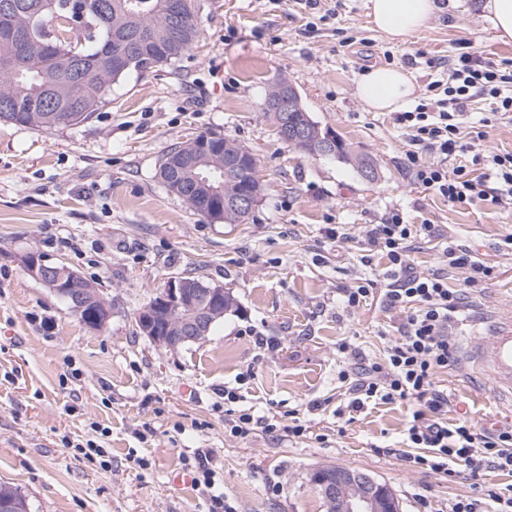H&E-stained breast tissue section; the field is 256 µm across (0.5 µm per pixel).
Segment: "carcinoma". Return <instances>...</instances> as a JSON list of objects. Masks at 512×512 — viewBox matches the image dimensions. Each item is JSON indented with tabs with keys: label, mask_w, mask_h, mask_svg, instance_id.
<instances>
[{
	"label": "carcinoma",
	"mask_w": 512,
	"mask_h": 512,
	"mask_svg": "<svg viewBox=\"0 0 512 512\" xmlns=\"http://www.w3.org/2000/svg\"><path fill=\"white\" fill-rule=\"evenodd\" d=\"M11 18L16 30L24 31L34 12H40L43 24L56 22L49 36L30 42L24 53L14 43L0 39V122L23 127L50 130L80 126L89 122L110 101L113 87L133 74L150 69L172 66L198 41L200 0H178L182 23L169 24L171 0H102L105 14L97 17L85 11L86 0H55L51 9L45 0H14ZM147 33L155 42L169 49L164 60L148 52L125 69H114L100 58L101 49L112 44L114 33ZM276 86L265 98L266 112L274 125L300 115L291 112L288 118L273 110ZM210 151L224 160V153L238 154L245 147L221 134L208 139ZM338 161L361 165L365 157L352 154L347 144L336 138ZM260 180L258 163L253 154L245 156L238 180L224 182V193L233 194L243 184ZM166 189L182 200L193 212L212 215L214 199L193 183L171 182ZM0 497L13 499L17 512H30V505L17 488L0 483Z\"/></svg>",
	"instance_id": "carcinoma-1"
}]
</instances>
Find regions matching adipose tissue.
Wrapping results in <instances>:
<instances>
[{"label":"adipose tissue","mask_w":512,"mask_h":512,"mask_svg":"<svg viewBox=\"0 0 512 512\" xmlns=\"http://www.w3.org/2000/svg\"><path fill=\"white\" fill-rule=\"evenodd\" d=\"M370 21L387 39L405 40L426 28L441 12L438 0H368ZM416 86L402 68L377 65L357 79L355 94L362 104L376 112L402 110L412 99Z\"/></svg>","instance_id":"ef3b65f1"}]
</instances>
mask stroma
Wrapping results in <instances>:
<instances>
[{"instance_id":"obj_1","label":"stroma","mask_w":512,"mask_h":512,"mask_svg":"<svg viewBox=\"0 0 512 512\" xmlns=\"http://www.w3.org/2000/svg\"><path fill=\"white\" fill-rule=\"evenodd\" d=\"M483 3L459 0L392 42L370 23L367 0H202L195 46L114 87L90 122L51 131L0 123V482L31 512H208L195 487L173 482L197 448L210 450L237 512H325L309 480L323 465L388 483L402 512H448L455 498L481 501L512 484L497 471L409 469L390 449L410 402L336 414L348 396L342 345L378 361L398 335L401 315L380 299L386 262H363L361 233L398 211L437 227L415 242L417 271L438 267L455 244L492 267L475 286L450 273L449 288L468 301L453 323L461 363L434 382L478 427L512 426V395L497 393L472 354L489 326L512 321V213L483 201L452 207L423 190L404 166L395 113L366 110L355 95L373 65L407 71L419 104L460 53L512 59ZM281 79L320 127L373 163L374 180L278 140L263 101ZM208 132L257 159L265 192L246 223L195 214L157 175L170 148ZM336 225L340 245L325 235ZM29 253L97 288L112 305L106 325L79 322L29 277ZM175 274L222 286L239 309L205 340L170 350L141 335L136 317ZM366 283V302L348 307L347 291ZM228 389L236 402L225 401ZM242 410L276 430L231 436L225 414ZM296 419L300 437L287 432ZM90 438L102 461L72 446Z\"/></svg>"}]
</instances>
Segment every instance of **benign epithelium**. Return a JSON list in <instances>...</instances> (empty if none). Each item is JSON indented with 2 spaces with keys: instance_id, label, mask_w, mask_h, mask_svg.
Returning a JSON list of instances; mask_svg holds the SVG:
<instances>
[{
  "instance_id": "7a95c632",
  "label": "benign epithelium",
  "mask_w": 512,
  "mask_h": 512,
  "mask_svg": "<svg viewBox=\"0 0 512 512\" xmlns=\"http://www.w3.org/2000/svg\"><path fill=\"white\" fill-rule=\"evenodd\" d=\"M275 111L285 116L303 111L295 87L283 85L279 88ZM288 136L313 144L316 153L322 156L334 154L335 135L328 134L323 138L305 123L296 124L288 131ZM209 193L218 196L224 208L239 211L253 209L262 197V189L253 186L226 195L222 183L210 186ZM23 265L31 278L54 295L69 301L71 310L79 315L90 303L102 304V309L92 311L87 318L95 327L104 326L112 316L111 307L98 290L79 287L81 276L76 271L62 270L32 254L25 256ZM228 295L230 292L219 285L173 276L140 310L138 320L142 334L152 343L170 350L204 340L211 324L224 316ZM311 484L336 512H401L400 501L390 485L362 471L336 466L316 469L311 475Z\"/></svg>"
}]
</instances>
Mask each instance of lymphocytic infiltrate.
Returning a JSON list of instances; mask_svg holds the SVG:
<instances>
[{
	"instance_id": "lymphocytic-infiltrate-1",
	"label": "lymphocytic infiltrate",
	"mask_w": 512,
	"mask_h": 512,
	"mask_svg": "<svg viewBox=\"0 0 512 512\" xmlns=\"http://www.w3.org/2000/svg\"><path fill=\"white\" fill-rule=\"evenodd\" d=\"M430 88L443 93L439 111H428L421 103L397 116L410 144L406 169L418 185L447 197L450 205L480 200L512 209V152L493 155L490 167L479 175L461 165L453 169L446 165L448 157L464 151L463 120L479 99L490 100L492 114L512 113V67L463 53L453 61L447 81H433ZM426 150L434 154V161L424 160ZM434 230L431 224L406 223L399 212L363 227L369 251L387 260L383 302L399 311L403 321L398 339L388 346L382 361L343 371L341 378L349 383L347 408L358 411L370 399L411 401L414 408L405 436L411 449L405 460L410 466L449 474L461 464L474 476L487 469L512 475V427L488 432L464 417L449 420L451 400L434 385L437 371L458 360L451 327L463 299L448 287L449 270L466 269L477 279L492 273L460 245L444 249L441 267L414 271L411 242Z\"/></svg>"
}]
</instances>
